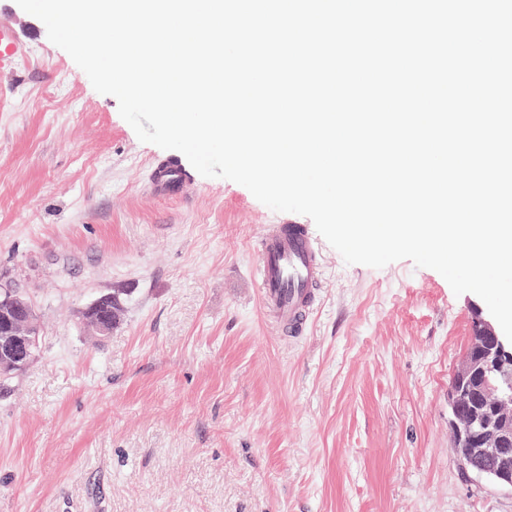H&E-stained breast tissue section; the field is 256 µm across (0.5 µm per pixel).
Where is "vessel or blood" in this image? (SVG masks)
I'll list each match as a JSON object with an SVG mask.
<instances>
[{
	"label": "vessel or blood",
	"mask_w": 512,
	"mask_h": 512,
	"mask_svg": "<svg viewBox=\"0 0 512 512\" xmlns=\"http://www.w3.org/2000/svg\"><path fill=\"white\" fill-rule=\"evenodd\" d=\"M23 50L10 24L0 23V69ZM186 175L172 159L157 160L150 188L158 197L182 196ZM255 275L262 306L281 331L303 335L323 281L319 249L306 225L284 219L264 225L257 238Z\"/></svg>",
	"instance_id": "b4317fda"
}]
</instances>
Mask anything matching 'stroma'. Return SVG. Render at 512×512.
<instances>
[{
  "mask_svg": "<svg viewBox=\"0 0 512 512\" xmlns=\"http://www.w3.org/2000/svg\"><path fill=\"white\" fill-rule=\"evenodd\" d=\"M1 21L26 47L0 70V281L39 345L0 383V512H512L448 426L480 297L322 239L306 332L277 331L251 269L281 213L193 169L185 198L154 196L166 150L15 0ZM109 292L100 341L81 316Z\"/></svg>",
  "mask_w": 512,
  "mask_h": 512,
  "instance_id": "obj_1",
  "label": "stroma"
}]
</instances>
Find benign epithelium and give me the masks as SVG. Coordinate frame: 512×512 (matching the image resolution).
<instances>
[{
    "label": "benign epithelium",
    "instance_id": "obj_1",
    "mask_svg": "<svg viewBox=\"0 0 512 512\" xmlns=\"http://www.w3.org/2000/svg\"><path fill=\"white\" fill-rule=\"evenodd\" d=\"M13 317L0 320L8 335L0 344V369H11L30 356L34 344L31 309L27 300L8 285H0V310ZM474 349L467 352L454 374L456 386L448 392V420L459 461L471 470H487L499 485L512 488V343L500 334L483 309H473ZM494 418L480 419L472 412V382Z\"/></svg>",
    "mask_w": 512,
    "mask_h": 512
}]
</instances>
